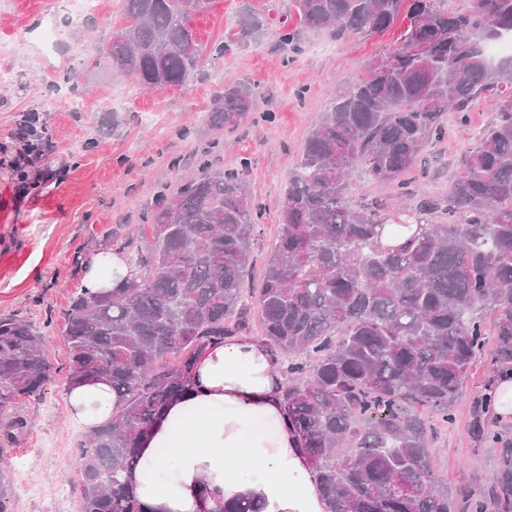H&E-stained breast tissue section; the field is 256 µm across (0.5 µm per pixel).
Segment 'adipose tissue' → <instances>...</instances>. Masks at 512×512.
Listing matches in <instances>:
<instances>
[{"instance_id":"obj_1","label":"adipose tissue","mask_w":512,"mask_h":512,"mask_svg":"<svg viewBox=\"0 0 512 512\" xmlns=\"http://www.w3.org/2000/svg\"><path fill=\"white\" fill-rule=\"evenodd\" d=\"M128 272L124 255L92 254L84 289H111ZM283 378L266 345L241 334L210 345L187 393L143 438L136 492L148 512H223L252 502L260 512H327L312 466L288 427ZM71 424H104L121 400L106 379L68 389Z\"/></svg>"}]
</instances>
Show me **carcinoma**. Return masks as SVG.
<instances>
[{
  "mask_svg": "<svg viewBox=\"0 0 512 512\" xmlns=\"http://www.w3.org/2000/svg\"><path fill=\"white\" fill-rule=\"evenodd\" d=\"M124 36L106 54L145 89L183 86L205 55L187 27L184 0H123ZM299 26L341 39L403 24L395 46L338 90L288 179L278 238L257 296L264 341L284 377L288 424L298 436L328 512H512V432L490 424V389L477 398L471 433L497 446L489 480L454 494L431 468L435 427L446 424L486 346L512 372V57L493 61L484 42L512 35V0H291ZM239 21L238 38L262 30ZM190 42L194 51L183 45ZM491 96L448 194V223L390 219L353 204L354 168L404 187L424 146L444 138L448 116ZM251 87L224 88L212 121L226 129L250 113ZM252 223L242 173L202 169L158 203L146 254L114 288L74 295L65 312L68 386L104 378L125 404L86 434L72 479L80 512H146L134 470L143 437L182 397L211 344L249 328L244 288ZM177 362H160L165 355ZM52 365L45 336L0 318V441L28 428L20 402L41 394ZM13 497L0 467V512Z\"/></svg>",
  "mask_w": 512,
  "mask_h": 512,
  "instance_id": "carcinoma-1",
  "label": "carcinoma"
}]
</instances>
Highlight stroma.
Here are the masks:
<instances>
[{
    "label": "stroma",
    "mask_w": 512,
    "mask_h": 512,
    "mask_svg": "<svg viewBox=\"0 0 512 512\" xmlns=\"http://www.w3.org/2000/svg\"><path fill=\"white\" fill-rule=\"evenodd\" d=\"M289 7L290 0H213L208 12L192 19L197 41L209 49L197 74L186 86L147 91L100 53L122 22L123 0H94L81 16L64 0H0V69L14 73L11 82L0 83V317L33 323L47 338L52 365L41 396L20 407L28 430L0 458L14 486L8 512H78L70 480L84 433L66 419L62 327L71 298L82 289L86 256L140 248L138 228L152 223L157 202L187 173L240 169L255 225L245 285L260 288L289 173L307 137L337 90L362 76L366 62L392 48L399 34L393 28L339 40L311 29L293 52L278 34L280 22L297 24ZM250 11L266 15L263 29L213 54ZM72 68L81 73L74 89L62 83ZM236 83L252 89L250 117L232 130L210 126L206 117L217 95ZM493 108V98L480 99L467 129L449 124L407 175L405 192L354 170L353 201L393 213L416 210L426 198L447 200L462 155ZM29 110L53 137L47 155L28 168L32 188L22 199L14 165L24 146L16 119ZM498 381L490 353H483L452 422L431 447V466L449 488L475 484L494 466L492 445L470 437V413L474 397Z\"/></svg>",
    "instance_id": "stroma-1"
}]
</instances>
